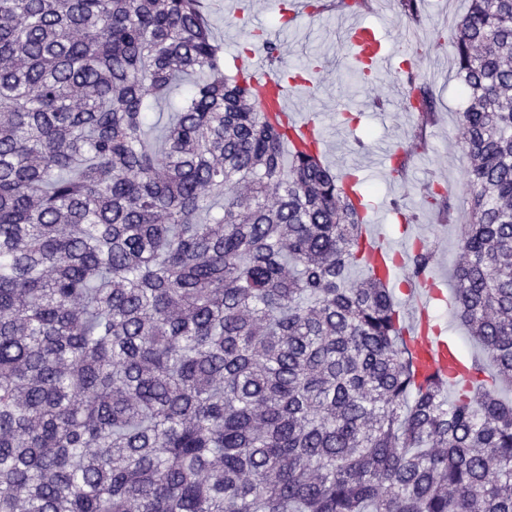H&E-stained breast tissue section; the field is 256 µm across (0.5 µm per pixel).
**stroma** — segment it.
I'll use <instances>...</instances> for the list:
<instances>
[{"label": "stroma", "instance_id": "stroma-1", "mask_svg": "<svg viewBox=\"0 0 512 512\" xmlns=\"http://www.w3.org/2000/svg\"><path fill=\"white\" fill-rule=\"evenodd\" d=\"M209 25L224 46V73L236 72L235 59L242 45L256 31L278 40L284 68L299 70L313 61L312 91L292 94L300 113L314 117L330 141L327 165L336 173L358 162L357 175L370 208L368 224L376 226L393 244L419 234L433 247L437 261L430 277L440 280L444 297L431 308L435 325L457 346L463 358L478 355V345L456 317L452 296L455 268L462 260L457 248L458 227L466 223L465 169L460 115L468 100L460 93L454 66L453 31L465 14L469 0H422L417 18L405 16L397 0H369L359 15L374 23L388 39L392 63L372 80L360 81L347 62V45L340 31L348 8L334 4L323 11L311 9L293 20V31L280 34L282 17L293 9V0H203ZM413 71L425 83L437 103L434 123L426 128V147H419L415 131L419 114L408 104L405 71ZM405 149L408 168L404 177L375 174L374 160L380 149ZM439 186L456 204L451 223H442L426 200L430 185Z\"/></svg>", "mask_w": 512, "mask_h": 512}]
</instances>
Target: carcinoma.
I'll return each mask as SVG.
<instances>
[{"label":"carcinoma","instance_id":"cac0c4a2","mask_svg":"<svg viewBox=\"0 0 512 512\" xmlns=\"http://www.w3.org/2000/svg\"><path fill=\"white\" fill-rule=\"evenodd\" d=\"M454 39L482 355L450 399L367 201L224 75L201 0H0V512H512V0Z\"/></svg>","mask_w":512,"mask_h":512}]
</instances>
